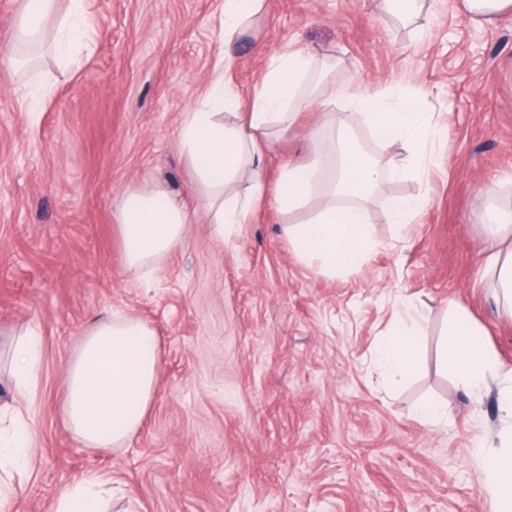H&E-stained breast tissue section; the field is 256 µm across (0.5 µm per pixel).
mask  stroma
<instances>
[{
  "instance_id": "1",
  "label": "stroma",
  "mask_w": 512,
  "mask_h": 512,
  "mask_svg": "<svg viewBox=\"0 0 512 512\" xmlns=\"http://www.w3.org/2000/svg\"><path fill=\"white\" fill-rule=\"evenodd\" d=\"M219 3L91 0L94 49L64 68L47 52L26 70L9 60L20 0H0V410L34 429L33 471L0 476L13 489L0 512H54L94 473L112 482L109 512H492L474 450L512 418L496 389L446 375L441 349L460 307L512 367V320L487 268L512 241H491L478 221L512 206V13L485 29L460 0H428L407 21L374 0H266L228 45ZM300 48L328 55L324 80L400 87L445 130L426 177L385 180L364 200L366 265L305 263L283 226L318 199L286 215L269 197L231 238L201 215L150 277L126 272L115 206L154 184L194 204L180 132L215 72L245 95ZM316 118L301 113L270 149L269 181L307 158ZM393 196L422 201L400 230L384 219ZM405 301L421 311L417 365L393 385L374 354ZM114 311L154 330L157 390L131 440L86 448L63 421L65 370ZM29 329L41 338L31 402L10 366ZM427 399L445 424L419 421Z\"/></svg>"
}]
</instances>
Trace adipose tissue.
Masks as SVG:
<instances>
[{
    "mask_svg": "<svg viewBox=\"0 0 512 512\" xmlns=\"http://www.w3.org/2000/svg\"><path fill=\"white\" fill-rule=\"evenodd\" d=\"M87 2L71 0L63 15L57 0H21L17 42L46 45L59 56L74 45L90 49L93 32ZM315 64L314 55L306 50L288 54L270 68L245 106L237 92L216 79L200 105L187 113L180 145L217 239L231 236L266 197H274L282 211L291 212L317 195L323 202L314 215L287 225L285 233L303 261L320 263L331 272L351 271L367 263L371 248L362 201L390 174L425 175L434 161L431 146L438 129L417 99L395 86L371 96L332 85L310 96L305 79ZM344 98L351 112L337 111V101ZM228 112L234 117L230 126L224 122ZM303 112L317 115L306 133L315 150L303 162L285 167L275 183H268L262 147L273 144ZM354 116L376 142L399 145L400 164L391 170L379 166L347 137ZM243 179L248 187L242 193L236 185ZM196 215L161 185L129 187L115 212L126 270L142 275L153 269L184 244L187 226ZM417 350L415 338L404 324H397L377 348V366L390 382L403 383L414 372ZM39 360V338L35 331H27L11 354L18 394L31 393ZM442 368L472 392L497 385L499 406L512 417V368H505L485 345L464 312H457L446 326ZM156 382L153 330L135 317L104 316L84 333L69 357L65 421L84 447L122 446L139 431ZM32 435V424L24 417L0 420V472L28 470ZM475 459L492 512H512V429L477 448ZM111 492L107 480L88 476L59 498L55 512H104Z\"/></svg>",
    "mask_w": 512,
    "mask_h": 512,
    "instance_id": "1",
    "label": "adipose tissue"
}]
</instances>
